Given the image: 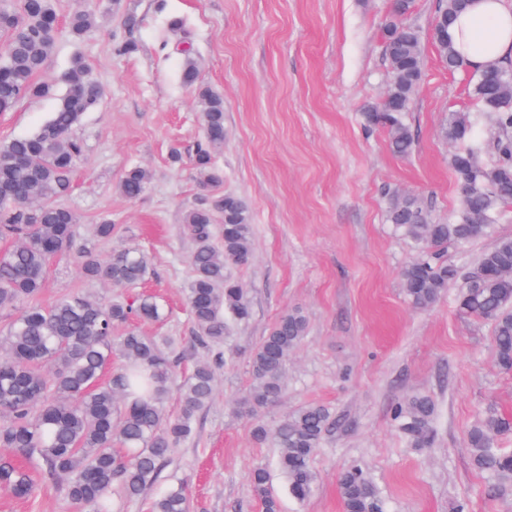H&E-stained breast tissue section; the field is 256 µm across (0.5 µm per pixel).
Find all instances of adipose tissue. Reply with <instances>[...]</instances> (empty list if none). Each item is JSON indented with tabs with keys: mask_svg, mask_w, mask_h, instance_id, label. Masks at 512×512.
<instances>
[{
	"mask_svg": "<svg viewBox=\"0 0 512 512\" xmlns=\"http://www.w3.org/2000/svg\"><path fill=\"white\" fill-rule=\"evenodd\" d=\"M460 56L474 69L512 59V8L504 0H475L449 31Z\"/></svg>",
	"mask_w": 512,
	"mask_h": 512,
	"instance_id": "ef3b65f1",
	"label": "adipose tissue"
}]
</instances>
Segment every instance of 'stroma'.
Wrapping results in <instances>:
<instances>
[{
	"label": "stroma",
	"mask_w": 512,
	"mask_h": 512,
	"mask_svg": "<svg viewBox=\"0 0 512 512\" xmlns=\"http://www.w3.org/2000/svg\"><path fill=\"white\" fill-rule=\"evenodd\" d=\"M391 0H105L97 28L74 41L60 35L43 78L67 70L81 54L102 104L74 136L83 155L66 203L78 215V243L108 255L136 245L150 257L144 289L168 315L144 325L171 336L179 375L211 359L192 344L186 304L191 241L184 212L203 195L192 159L203 141L196 92L179 80L181 48L200 63L199 85L224 96V145L214 153L224 192L240 197L254 224L250 263L230 270L250 303L249 320L229 321L224 366L197 421L193 439L176 453L172 476L186 478L190 512H261L247 475L265 467L281 512H342L340 472L361 466L378 487L384 512H512V496L492 498L487 478L470 464L466 433L485 413L512 416V372L495 362L492 328L461 314L454 295L412 309L401 268L415 255L386 222L394 196L420 198L434 221L458 207L452 145L440 131L455 113L470 116L490 164V113L481 111L466 73L449 72L430 38L439 0H414L408 16L422 34L423 76L407 121L413 153L394 156L387 133L366 127L390 79L383 28ZM182 20L171 31V20ZM132 51H121L123 43ZM55 99L25 100L0 112V144L35 131ZM149 170L142 195L128 199L118 183L129 168ZM110 219L111 240L95 228ZM512 236V204L491 232L449 248V263L468 266L497 237ZM83 290L113 298L106 282L82 279L72 258L57 259L42 303ZM299 309L308 328L288 362L281 400L263 419L274 424L307 403L328 406L336 425L316 460L313 496L288 492L274 448L256 441L254 421L236 403L251 379L249 359L284 311ZM436 404L431 447H408L391 418L415 395ZM0 512H75L64 493L39 482L29 498L0 489Z\"/></svg>",
	"instance_id": "stroma-1"
}]
</instances>
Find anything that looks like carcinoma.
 <instances>
[{"label": "carcinoma", "instance_id": "obj_1", "mask_svg": "<svg viewBox=\"0 0 512 512\" xmlns=\"http://www.w3.org/2000/svg\"><path fill=\"white\" fill-rule=\"evenodd\" d=\"M467 0H440L438 18L453 21ZM410 4L393 0L385 28L386 54L392 79L387 97L393 110L366 112L365 123L386 130L388 148L409 156L415 137L406 123L423 69L421 33L406 21ZM100 6L74 12L67 32L81 38L96 26ZM0 32L7 34L0 52V112H10L23 99L59 95L57 109L35 132L0 145V238L11 245L0 252V310L22 307L0 336V488L16 498L34 490L30 469L35 463L44 479L58 484L76 512H114L112 492L128 499L152 488L161 472L174 464L178 447L191 438L196 422L213 400L214 367L195 365L179 386L181 410L171 416L166 401L174 381L172 343L134 328L112 336L118 324L155 323L165 318L161 304L145 294L105 300L83 291L62 295L45 306L39 300L49 264L63 253H74L80 273L114 288L143 283L149 257L124 246L102 259L78 245L75 212L66 205L71 175L82 155L72 131L84 115L98 108L102 94L88 77V66L74 56L57 84L39 80L56 47L60 32L54 0H19L18 7L0 6ZM440 59L450 71L466 70L450 41L439 42ZM198 61L185 55L181 80L197 87ZM477 103L494 114L499 136L492 165H475L470 155L480 142L474 124L454 114L443 126V137L454 146L450 166L455 173L459 205L452 221L434 222L419 198L406 194L391 199L387 220L396 232L421 245L418 256L400 273L408 302L416 309L434 307L456 290L457 306L467 317L491 325L498 366L512 371V236L497 239L476 262L461 268L448 263V247L465 246L498 221L499 208L512 203V74L504 68L471 71ZM204 144L193 158L201 205L183 214V232L193 244L187 305L194 345L218 347L224 342L226 316L250 318L243 289L227 273L248 264L253 254V224L245 202L221 193L213 152L224 144V97L198 87ZM149 173L133 167L120 180L121 193L139 197ZM224 214L223 244H214V218ZM307 328L298 311L282 313L252 352L251 384L239 408L258 416L283 394L288 358ZM121 365L112 369V356ZM435 404L415 395L393 408V420L412 448H426L435 439ZM333 424L330 409L308 403L280 418L272 427L260 424L255 436L277 448V464L299 502L314 492L312 464ZM512 436V417L490 412L468 431L467 448L473 467L488 476V495H512V452L500 441ZM118 443L123 452L116 453ZM262 512H279V501L265 468L249 474ZM342 512H383L380 493L357 465L338 476ZM187 486L170 484L156 495L150 512H188Z\"/></svg>", "mask_w": 512, "mask_h": 512}]
</instances>
